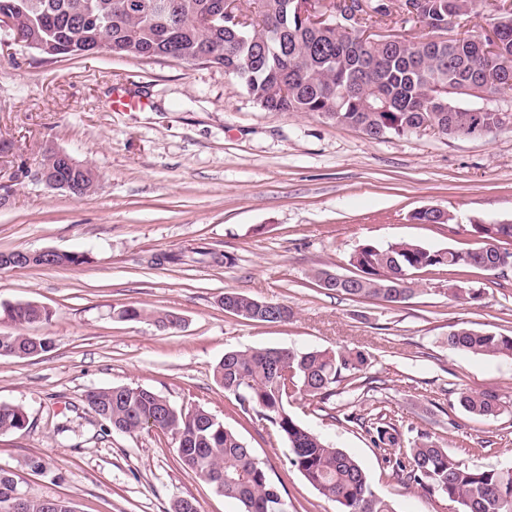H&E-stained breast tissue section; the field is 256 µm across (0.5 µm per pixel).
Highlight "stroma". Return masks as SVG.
Segmentation results:
<instances>
[{
	"label": "stroma",
	"mask_w": 512,
	"mask_h": 512,
	"mask_svg": "<svg viewBox=\"0 0 512 512\" xmlns=\"http://www.w3.org/2000/svg\"><path fill=\"white\" fill-rule=\"evenodd\" d=\"M144 109L112 107L114 92ZM0 252H79L77 267L0 270V306L34 302L51 319L27 326L51 340L27 358L0 357V404L20 407L25 428L0 434V468L31 498L63 497L75 512H171L181 498L199 512H240L181 466L158 431L102 434L87 406L94 388L154 390L179 408L200 406L235 431L271 469L290 512H339L288 461L268 421L243 413L213 378L228 350L356 348L369 354L374 390L337 388L323 402L297 397L291 416L344 449L396 512H455V504L398 484L385 454L356 424L386 411L403 441L430 433L472 465L512 464V413L482 419L461 390L512 400V360L449 349L461 324L512 335V269H454L414 276L416 296L391 306L321 288L317 269L353 274L367 243L400 241L434 251L479 247L472 222H512V128L478 138L426 131L367 138L315 114L268 112L223 70L166 58L109 54L47 61L14 43L0 47ZM48 149L101 178L78 198L33 179L14 180ZM438 207L446 224H413ZM208 244L224 264H154L155 256ZM483 289L477 304L448 301L449 283ZM287 304L285 323L225 312V292ZM125 306L170 311L178 328L124 320ZM43 469H32L33 461Z\"/></svg>",
	"instance_id": "obj_1"
}]
</instances>
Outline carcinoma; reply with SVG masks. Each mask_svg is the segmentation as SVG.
<instances>
[{"label": "carcinoma", "instance_id": "carcinoma-1", "mask_svg": "<svg viewBox=\"0 0 512 512\" xmlns=\"http://www.w3.org/2000/svg\"><path fill=\"white\" fill-rule=\"evenodd\" d=\"M128 0H0V12L16 18L10 36L26 48L44 43L53 53L36 50L47 59L84 57L105 43L118 57H165L224 69L240 80L248 94L269 112H305L360 130L370 139L407 136L420 129L438 128L448 135L465 123L487 135L498 128L499 107L512 100V83L477 94L481 74L494 69L512 79V8L493 7V35L448 36V19L479 15L486 0H421L417 22L430 36L394 43L370 42L355 30L330 20L319 26L301 18L297 0H240L249 22L216 28L206 24L212 0H169L176 16L172 28L158 24L147 10L131 15ZM48 169L70 181L69 192L91 193L89 179L78 169L46 163ZM483 240L474 250L441 254L419 244L398 242L381 247L364 245L352 258L359 271L336 293L350 300L403 304L416 293L410 275L420 270L470 268L490 271L512 261V224L471 225ZM194 262L215 259L204 246L164 255L158 261ZM477 288H450L448 301L477 303ZM224 304L247 313L255 323H286L291 307L274 302L278 315L270 318L255 298L238 291L224 293ZM0 315L18 326L50 318L34 303H16ZM119 316L150 319L163 330L177 328L173 312L124 307ZM448 348L473 354L512 359V336L462 324L448 333ZM46 336L24 333L0 335V356L26 358L50 348ZM370 364L362 351L263 348L227 351L213 370L215 381L235 395L244 412L269 421L288 443V463L323 497L336 502L340 512H394L391 502L378 495L362 465L321 435L302 426L287 410L295 396L328 399L341 383L353 386ZM89 407L104 422L107 433L134 434L158 429L171 436L182 466L218 494L239 503L242 512H288V503L272 481L267 465L224 423L202 408L182 410L166 405V398L141 386H113L89 391ZM459 403L469 414L490 418L506 411V402L492 391L460 392ZM374 446L389 451L392 475L405 486L437 495L458 505L459 512H512V465L472 466L448 452L428 435L403 448L395 425L355 417ZM25 412L0 404V433L22 429ZM15 475L0 469V512H7ZM25 512H74L61 497L27 499Z\"/></svg>", "mask_w": 512, "mask_h": 512}]
</instances>
